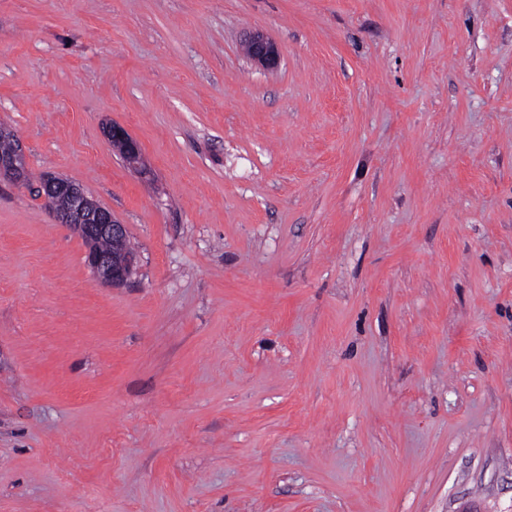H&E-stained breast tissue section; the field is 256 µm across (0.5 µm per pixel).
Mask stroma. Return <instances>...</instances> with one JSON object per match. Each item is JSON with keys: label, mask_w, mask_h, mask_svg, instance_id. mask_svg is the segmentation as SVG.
I'll use <instances>...</instances> for the list:
<instances>
[{"label": "stroma", "mask_w": 512, "mask_h": 512, "mask_svg": "<svg viewBox=\"0 0 512 512\" xmlns=\"http://www.w3.org/2000/svg\"><path fill=\"white\" fill-rule=\"evenodd\" d=\"M0 124V512H512V0H0ZM246 55L256 65L273 70L279 65V53L274 41L262 31H252L245 38ZM108 136L115 144L121 145L128 165L138 169L142 165V151L139 142L121 125L112 123L107 130ZM0 140L10 141L12 144L11 149L10 143L0 142V151L3 152L0 153V180L15 183L24 182L26 157L21 140L14 131L3 126H0ZM40 193L56 223L86 244V261L97 278L112 286L127 282L135 270L136 254L127 244L125 225L112 211L94 205L80 185L55 175L43 178ZM107 241L112 249L104 251L110 247Z\"/></svg>", "instance_id": "obj_1"}]
</instances>
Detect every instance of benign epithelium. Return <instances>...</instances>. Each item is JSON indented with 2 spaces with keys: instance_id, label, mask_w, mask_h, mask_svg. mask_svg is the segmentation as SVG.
<instances>
[{
  "instance_id": "obj_1",
  "label": "benign epithelium",
  "mask_w": 512,
  "mask_h": 512,
  "mask_svg": "<svg viewBox=\"0 0 512 512\" xmlns=\"http://www.w3.org/2000/svg\"><path fill=\"white\" fill-rule=\"evenodd\" d=\"M245 48L248 59L254 64L266 70L278 67V49L264 32H250L245 38ZM107 133L113 143L121 145L128 165L140 168L142 151L139 142L117 123L110 125ZM0 140L12 144L9 152L0 153V180L25 181L26 157L21 140L14 131L3 126H0ZM40 193L45 208L52 213L56 223L64 225L86 244V261L97 278L112 286L127 282L135 270L136 254L127 244L125 225L112 211L94 205L80 185L55 175L43 178ZM102 241L112 243V249H100L98 244Z\"/></svg>"
}]
</instances>
